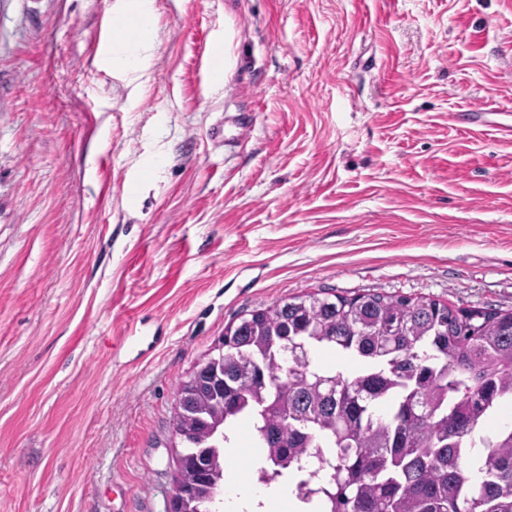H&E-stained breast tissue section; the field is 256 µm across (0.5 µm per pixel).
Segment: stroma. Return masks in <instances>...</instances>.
<instances>
[{
  "label": "stroma",
  "instance_id": "obj_1",
  "mask_svg": "<svg viewBox=\"0 0 512 512\" xmlns=\"http://www.w3.org/2000/svg\"><path fill=\"white\" fill-rule=\"evenodd\" d=\"M368 290L512 308V0H0V512H167L225 327Z\"/></svg>",
  "mask_w": 512,
  "mask_h": 512
}]
</instances>
